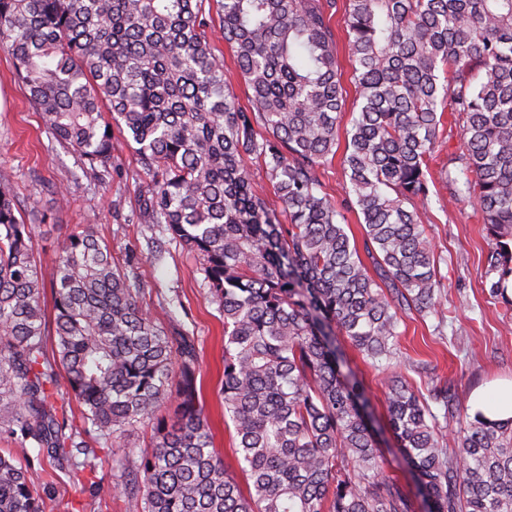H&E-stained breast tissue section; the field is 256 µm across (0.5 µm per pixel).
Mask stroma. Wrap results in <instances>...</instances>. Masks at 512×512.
<instances>
[{
  "mask_svg": "<svg viewBox=\"0 0 512 512\" xmlns=\"http://www.w3.org/2000/svg\"><path fill=\"white\" fill-rule=\"evenodd\" d=\"M458 125L445 127L430 164L429 204L422 220L446 277L441 318L403 317L392 360L420 391L452 380L461 409L476 389L492 391L512 380V306L490 300L481 286L492 241L475 201L448 199L437 173L458 153ZM0 173L17 195V207L35 227L37 260L55 262L59 244L75 225H93L97 236L128 271L142 280L143 305L167 332L193 336L200 359L201 402L214 445L233 474L241 469L235 434L224 419L220 381L224 370V319L211 303L200 260L161 226L137 219L147 182L133 152L115 139L112 160L83 170L77 153L53 142L40 113L27 101L6 53L0 51ZM151 443L150 426H138L108 447L92 443L97 475L54 470L46 476L45 512H125L120 487Z\"/></svg>",
  "mask_w": 512,
  "mask_h": 512,
  "instance_id": "stroma-1",
  "label": "stroma"
}]
</instances>
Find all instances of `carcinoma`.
<instances>
[{
	"mask_svg": "<svg viewBox=\"0 0 512 512\" xmlns=\"http://www.w3.org/2000/svg\"><path fill=\"white\" fill-rule=\"evenodd\" d=\"M216 3L250 90L246 107L211 50L210 0H0V49L50 138L88 170L111 162L117 126L150 177L142 222L165 225L201 261L224 317L221 394L247 487L214 450L193 337L152 319L141 280L89 225L69 233L44 273L33 227L1 176L0 435L13 447L0 448V512H45L47 464L95 474L85 437L113 446L153 420L174 378L177 413L157 421L152 451L122 485L127 512H415L386 472L363 382L342 372L341 341L374 363L388 360L402 315L442 314L439 261L421 215L445 116L461 125L463 142L444 172L449 199L479 205L496 239L482 284L506 298L512 0ZM338 13L358 89L343 163L362 215L361 250L318 177L346 111ZM250 162L280 207L258 192ZM433 403L457 419L452 435ZM386 412L428 512H512V419L469 420L452 381L424 397L397 372Z\"/></svg>",
	"mask_w": 512,
	"mask_h": 512,
	"instance_id": "obj_1",
	"label": "carcinoma"
}]
</instances>
